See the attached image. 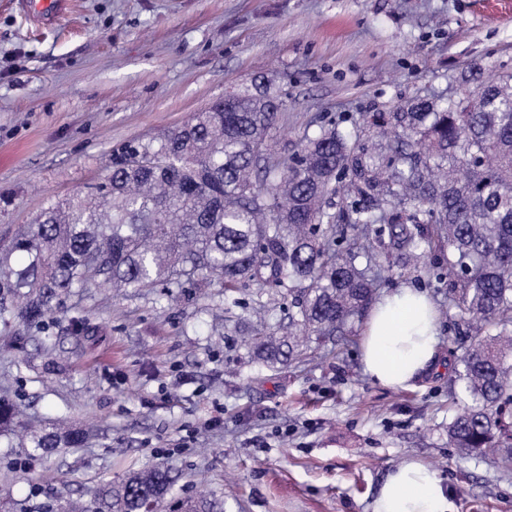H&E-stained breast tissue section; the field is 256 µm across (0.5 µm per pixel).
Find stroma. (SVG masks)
Instances as JSON below:
<instances>
[{
  "instance_id": "1",
  "label": "stroma",
  "mask_w": 512,
  "mask_h": 512,
  "mask_svg": "<svg viewBox=\"0 0 512 512\" xmlns=\"http://www.w3.org/2000/svg\"><path fill=\"white\" fill-rule=\"evenodd\" d=\"M512 72L505 0H71L49 25L0 0V243L50 202L87 192L125 147L182 126L253 87L284 106L270 132L291 156L323 121L415 94L455 93L458 70ZM436 306L437 364L392 390L363 372L359 345L301 363H255L239 336L251 289L70 296L50 318L53 358L0 350V386L33 419L82 427L85 447L46 459L0 447L17 512L89 498L104 479L157 464L178 498L220 512H368L386 474L422 461L454 512H512V470L448 444L451 367L465 335L448 284L395 277ZM82 316L91 337L71 330ZM223 415L216 428L211 416Z\"/></svg>"
}]
</instances>
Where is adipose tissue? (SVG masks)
I'll use <instances>...</instances> for the list:
<instances>
[{
  "label": "adipose tissue",
  "instance_id": "obj_1",
  "mask_svg": "<svg viewBox=\"0 0 512 512\" xmlns=\"http://www.w3.org/2000/svg\"><path fill=\"white\" fill-rule=\"evenodd\" d=\"M438 314L428 295L416 288L383 294L373 304L361 341L363 372L391 389L407 387L435 363ZM371 512H451L439 478L414 459H405L386 477Z\"/></svg>",
  "mask_w": 512,
  "mask_h": 512
}]
</instances>
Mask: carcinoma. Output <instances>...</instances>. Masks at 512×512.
<instances>
[{"label":"carcinoma","mask_w":512,"mask_h":512,"mask_svg":"<svg viewBox=\"0 0 512 512\" xmlns=\"http://www.w3.org/2000/svg\"><path fill=\"white\" fill-rule=\"evenodd\" d=\"M455 95L418 94L334 120L274 157L269 132L282 102L237 93L194 113L154 144L138 143L88 193L49 205L0 246V350L45 325L62 298L110 289L140 295L186 283L234 292L282 288L288 326L254 300L243 345L269 366L353 335L393 274V256L440 281L466 326L448 445L512 466V74L473 65ZM47 458L82 448L85 432L23 428L0 393V439ZM170 469L103 480L64 512H159Z\"/></svg>","instance_id":"cac0c4a2"}]
</instances>
